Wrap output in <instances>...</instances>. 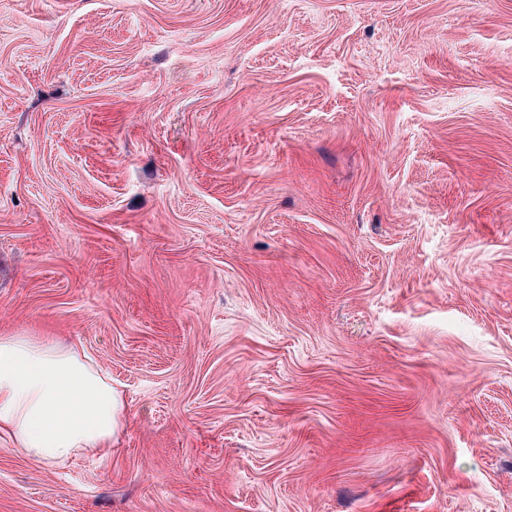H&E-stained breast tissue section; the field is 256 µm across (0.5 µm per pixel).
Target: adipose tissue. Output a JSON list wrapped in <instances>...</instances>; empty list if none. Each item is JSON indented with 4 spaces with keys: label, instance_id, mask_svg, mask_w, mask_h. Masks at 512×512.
Listing matches in <instances>:
<instances>
[{
    "label": "adipose tissue",
    "instance_id": "ef3b65f1",
    "mask_svg": "<svg viewBox=\"0 0 512 512\" xmlns=\"http://www.w3.org/2000/svg\"><path fill=\"white\" fill-rule=\"evenodd\" d=\"M124 425L120 392L89 356L32 336H0V441L60 464L111 448Z\"/></svg>",
    "mask_w": 512,
    "mask_h": 512
}]
</instances>
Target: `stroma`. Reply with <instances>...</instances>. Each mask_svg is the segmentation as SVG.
Returning <instances> with one entry per match:
<instances>
[{"label":"stroma","instance_id":"stroma-1","mask_svg":"<svg viewBox=\"0 0 512 512\" xmlns=\"http://www.w3.org/2000/svg\"><path fill=\"white\" fill-rule=\"evenodd\" d=\"M116 448L0 512H512V0H0V336Z\"/></svg>","mask_w":512,"mask_h":512}]
</instances>
